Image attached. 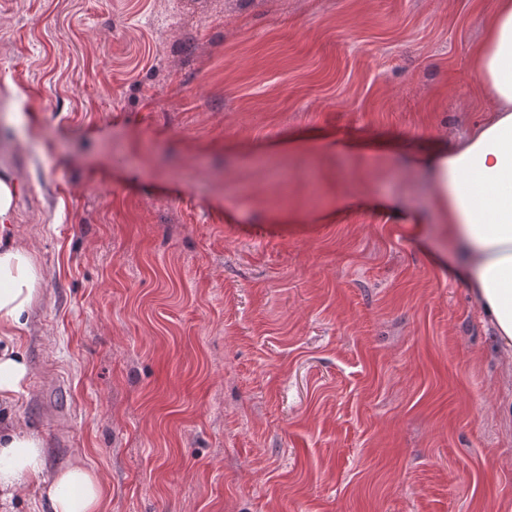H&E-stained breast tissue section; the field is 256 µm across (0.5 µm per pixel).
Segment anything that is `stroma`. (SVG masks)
Returning a JSON list of instances; mask_svg holds the SVG:
<instances>
[{
	"mask_svg": "<svg viewBox=\"0 0 512 512\" xmlns=\"http://www.w3.org/2000/svg\"><path fill=\"white\" fill-rule=\"evenodd\" d=\"M491 7L0 0L46 474L82 451L106 512H512V360L423 171L493 107Z\"/></svg>",
	"mask_w": 512,
	"mask_h": 512,
	"instance_id": "stroma-1",
	"label": "stroma"
}]
</instances>
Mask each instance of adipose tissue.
Segmentation results:
<instances>
[{
    "mask_svg": "<svg viewBox=\"0 0 512 512\" xmlns=\"http://www.w3.org/2000/svg\"><path fill=\"white\" fill-rule=\"evenodd\" d=\"M473 69L495 104L454 148L426 161L433 199L441 212L453 260L512 356V0H494ZM19 187L0 172V405L11 406L30 368L17 340L29 329L44 297L45 272L34 252L10 230ZM42 437L16 424L0 425V512L40 479L41 512H104L107 487L82 457L44 477Z\"/></svg>",
    "mask_w": 512,
    "mask_h": 512,
    "instance_id": "adipose-tissue-1",
    "label": "adipose tissue"
}]
</instances>
